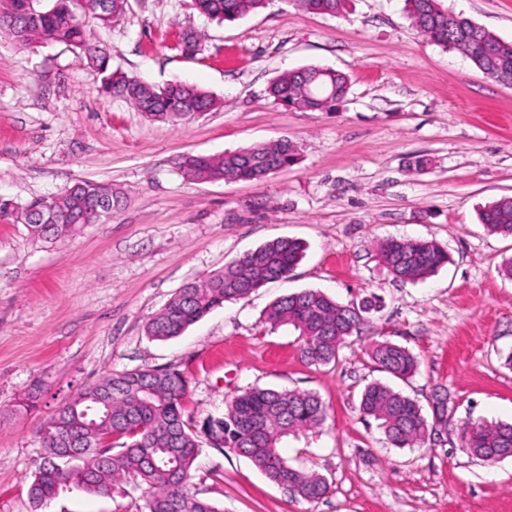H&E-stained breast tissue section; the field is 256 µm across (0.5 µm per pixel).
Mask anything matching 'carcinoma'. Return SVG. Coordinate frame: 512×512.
<instances>
[{
  "instance_id": "1",
  "label": "carcinoma",
  "mask_w": 512,
  "mask_h": 512,
  "mask_svg": "<svg viewBox=\"0 0 512 512\" xmlns=\"http://www.w3.org/2000/svg\"><path fill=\"white\" fill-rule=\"evenodd\" d=\"M346 2L295 0L304 11L330 16L342 14ZM81 3L82 17L75 12V0H50L47 5L36 0H0V32L22 46L56 42L81 49L104 74L102 90L124 99L152 121L178 124L216 108L217 99L194 85L175 80L155 87L110 70L107 54L91 41L85 18L107 25L122 16L126 0ZM195 4L212 19L231 21L266 8L269 0H195ZM406 10L422 37L461 52L488 78L512 86V43L443 8L439 0H406ZM203 41L204 34L186 30L177 49L195 57L203 51ZM319 70L308 66L286 71L272 81L269 94L297 109L330 112L346 97L349 78L327 67L324 75L312 81ZM269 158L282 170L297 163L299 152L292 141L281 139L219 155H196L192 173L183 176L261 181L272 174L266 166ZM121 203V192L112 185L79 181L56 197L25 207L1 201L0 212H17L34 238H64L74 232L75 214L95 224L112 217ZM479 221L490 234L512 236V197L484 208ZM305 251L302 241L278 237L187 284L148 320V336L161 341L176 338L212 310L288 278ZM379 253L394 278L412 284L425 281L449 262L445 248L433 241L388 238L381 242ZM373 307L368 300L360 306L345 305L320 290L304 289L273 302L265 311V322L273 327L292 326L299 332L302 359L309 365H327L336 361L362 324L363 313ZM366 355L377 371L398 379L412 376L418 367L409 348L388 340L372 342ZM187 388V378L175 368L141 367L114 373L79 392L74 405H63L40 427L45 454L29 487L35 510L66 487L108 495L116 484L131 479L148 491L144 512H223L193 490L191 471L204 445L249 459L295 500L314 503L329 494L330 484L323 475L293 467L280 452L283 438L325 423L327 409L317 394L255 387L235 396L223 414L196 424L184 419ZM359 410L379 421L393 446L412 448L434 427L448 424V394L435 393L429 420L416 401L373 381L361 393ZM64 428L84 437L88 448L82 455L73 454L61 436ZM459 434L462 448L483 462L512 457V424L467 421Z\"/></svg>"
}]
</instances>
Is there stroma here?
<instances>
[{"instance_id":"1","label":"stroma","mask_w":512,"mask_h":512,"mask_svg":"<svg viewBox=\"0 0 512 512\" xmlns=\"http://www.w3.org/2000/svg\"><path fill=\"white\" fill-rule=\"evenodd\" d=\"M441 5L512 42V0ZM89 28L113 70L179 80L221 105L183 124L153 122L102 92L79 49L0 37V199L23 206L80 180L125 195L111 218L66 238L37 240L15 215L0 216V410L12 414L0 423V512H33L41 424L104 376L145 366L184 372L185 416L196 422L256 386L325 402L323 427L281 451L325 476L328 496L291 499L247 458L206 446L192 484L224 512H512V457L485 464L458 432L468 419L512 422V280L498 272L512 238L478 222L484 206L512 196V86L426 41L405 0H348L338 16L271 0L232 22L200 14L193 0H128L120 19ZM186 29L206 37L193 59L174 48ZM307 66L349 76L334 111L269 96L278 75ZM284 137L297 164L259 182H189L177 166L185 154ZM418 154L427 170L409 169ZM282 236L307 246L288 279L177 338L147 336L179 288ZM388 238L436 241L451 261L425 282H400L379 256ZM303 289L377 304L334 363L307 365L297 331L264 322L270 304ZM378 340L418 359L413 376L390 386L425 408L435 392L450 397L447 427L420 446H392L359 411L362 389L381 377L363 353ZM36 381V408H18ZM145 498L132 482L106 496L70 488L46 512H140Z\"/></svg>"}]
</instances>
